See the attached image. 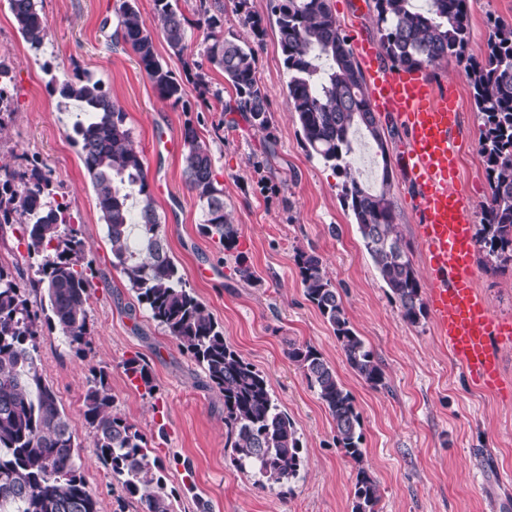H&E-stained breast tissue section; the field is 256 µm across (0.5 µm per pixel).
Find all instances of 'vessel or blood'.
<instances>
[{
    "mask_svg": "<svg viewBox=\"0 0 512 512\" xmlns=\"http://www.w3.org/2000/svg\"><path fill=\"white\" fill-rule=\"evenodd\" d=\"M353 43L374 107L395 115L409 141L404 164L418 188L416 231L437 338L475 388L511 393L498 345L512 341V321L495 318L475 285L473 206L454 186L461 153L453 136L459 123L454 89L435 85L420 69L380 65L374 45L361 36Z\"/></svg>",
    "mask_w": 512,
    "mask_h": 512,
    "instance_id": "obj_1",
    "label": "vessel or blood"
}]
</instances>
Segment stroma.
<instances>
[{"label":"stroma","mask_w":512,"mask_h":512,"mask_svg":"<svg viewBox=\"0 0 512 512\" xmlns=\"http://www.w3.org/2000/svg\"><path fill=\"white\" fill-rule=\"evenodd\" d=\"M346 34L378 42L372 0H330ZM120 0H38L49 23L41 52H33L0 0V53H9L16 83L15 112L0 130V150L41 162L79 219L95 284L90 322L93 347L86 358L69 352L57 329H42L39 350L47 382L70 419L89 491L99 512H137L119 506V487L98 457L82 400L92 369L107 371L116 412L147 439L160 465L175 512H351L358 465L338 447L331 418L286 351L310 343L335 368L361 415L365 462L379 482L381 512H512V396L476 390L436 338L432 320L407 324L367 254L342 204L341 176L303 145L285 105L283 65L269 0H249L264 21L257 77L274 118L272 133L251 128L240 113L225 112L186 81L183 106L160 99L133 53L111 42L104 19H116ZM512 21V0H470L468 56H480L492 27L489 17ZM100 79L127 114L142 151L170 254L191 288L224 329L228 345L263 372L280 408L295 422L304 464L284 487L256 484L239 470L226 446L224 400L205 384L194 358L151 319L119 270L79 148L70 138L76 104L61 103L48 88L58 66ZM464 62L435 68L436 82L458 92L462 156L458 186L473 208L487 195L479 153L481 121L464 77ZM390 130L391 195L420 280H427L416 242L413 184L401 172L402 131ZM192 122L211 150L224 201L239 228L254 281L242 280L234 259L201 231L202 210L188 192L181 153L158 155L154 139L181 133ZM315 251L336 285L348 317L379 357L385 384L372 388L348 366L331 328L310 303L294 262L296 250ZM476 287L491 312L512 318V270L488 266L474 252ZM205 278H198L199 269ZM140 357L154 385L145 394L125 374L124 360Z\"/></svg>","instance_id":"stroma-1"}]
</instances>
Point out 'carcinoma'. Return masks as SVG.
I'll list each match as a JSON object with an SVG mask.
<instances>
[{
	"instance_id": "obj_1",
	"label": "carcinoma",
	"mask_w": 512,
	"mask_h": 512,
	"mask_svg": "<svg viewBox=\"0 0 512 512\" xmlns=\"http://www.w3.org/2000/svg\"><path fill=\"white\" fill-rule=\"evenodd\" d=\"M8 2L23 39L39 51L49 27L37 0ZM153 2L151 27L136 0H123L116 35L159 97L176 105L184 87L159 59L153 29L181 55L195 28L203 33L206 61L223 73L235 94V106L227 110L241 112L251 127L269 131L272 114L257 78L256 46L265 27L249 10L248 0H234V9L253 35L250 42L224 35L221 0H199L192 19L180 0ZM271 5L288 73L287 109L309 155L344 177L343 205L364 248L402 319L417 326L427 318L422 287L397 223L385 133L350 38L330 0H271ZM373 12L384 56L394 66L433 70L451 57L462 58L470 41L469 0H426L422 5L415 0H373ZM464 73L482 120L478 144L489 189L474 244L495 267L506 269L512 265V23L493 20L484 55L469 59ZM48 87L61 100L79 103L84 113L72 127V140L96 194L112 266L224 399V426L237 468L262 486H285L304 462L298 429L275 402L266 375L226 344L223 328L169 256L144 157L134 146L126 113L89 73L58 71ZM356 132L369 136L381 156L382 176L375 189L361 183L353 166ZM183 141L185 184L203 210L202 230L231 251L238 226L226 211L210 148L190 122L183 127ZM56 195L51 178L36 161L19 164L15 154H0V229L17 227L28 255L40 257L28 286L44 290L46 298L33 308L17 280L23 276L20 268L0 265V512H99L84 482L68 418L44 379L39 352L45 324L58 328L65 344L81 357L92 346L88 312L94 275L74 217ZM295 263L307 299L332 329L350 369L374 388L385 386L381 362L353 327L321 256L299 250ZM288 359L327 409L336 444L359 465L352 512H379L380 485L364 466L362 421L351 392L314 346L292 342ZM123 366L152 392L141 358H129ZM83 407L99 459L118 480V503L131 499L138 512H174L172 495L157 475L159 465L143 435L114 412L115 396L105 371L93 374Z\"/></svg>"
}]
</instances>
